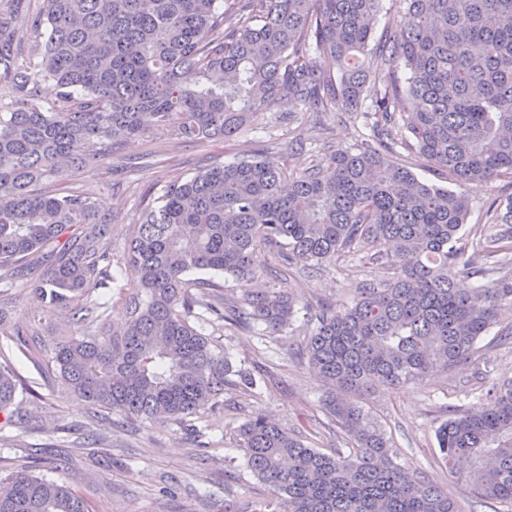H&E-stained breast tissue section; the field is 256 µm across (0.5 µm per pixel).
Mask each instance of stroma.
<instances>
[{
	"label": "stroma",
	"mask_w": 512,
	"mask_h": 512,
	"mask_svg": "<svg viewBox=\"0 0 512 512\" xmlns=\"http://www.w3.org/2000/svg\"><path fill=\"white\" fill-rule=\"evenodd\" d=\"M354 141L348 114L334 110L312 118L300 101L286 96L275 111L254 118L230 140L176 148L164 137H135L114 148L102 164L69 169L62 187L96 197L105 209L117 201L122 204L112 226V279L100 291L109 302L113 331L125 326L126 299L141 292L122 255L145 196H158L168 183L209 165L247 159L260 150L272 160H288L301 172L311 164L312 145L322 142L337 149ZM397 160L420 181L468 199L470 214L461 244L469 253L476 248V231L486 221L489 201L512 194L502 179L455 181L410 148ZM279 286L297 300L291 329L281 336L263 335L257 326L216 330L213 340L233 371L215 408L192 427L163 418L133 429L90 425L85 402L41 376L31 359L15 353L13 364L24 389L17 392L14 407L28 417L0 431V476L22 469L63 482L82 495L93 512H271L276 498L248 469L236 430L254 414L264 413L312 447L325 452L343 447V433L322 407L319 378L297 347L320 303L342 308L352 301L344 272L327 263L290 275ZM480 345L471 362L458 369L434 372L420 383L377 394L371 412L392 437L397 463L447 491L459 512H512L506 504L476 497L464 479L449 472L436 440L449 411L476 406L485 380L512 378V345H497L490 335ZM242 371L256 378V392L240 384Z\"/></svg>",
	"instance_id": "35a3bbf8"
}]
</instances>
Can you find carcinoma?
<instances>
[{
	"label": "carcinoma",
	"instance_id": "carcinoma-1",
	"mask_svg": "<svg viewBox=\"0 0 512 512\" xmlns=\"http://www.w3.org/2000/svg\"><path fill=\"white\" fill-rule=\"evenodd\" d=\"M382 0H43L34 16L0 0V282H22L42 311L82 329L55 343L45 369L93 412L182 423L224 393L229 365L204 327L255 321L276 336L295 300L288 273L348 261L384 274L352 280L344 309L310 315L300 353L324 387L323 409L348 451L312 448L256 415L236 430L248 467L278 498L277 512H459L431 481L393 459L363 400L471 360L476 343L512 310V274L466 288L478 255L458 246L468 201L419 181L395 160L414 145L461 181L512 176V0H403L405 19L368 51ZM337 69L325 77L311 53ZM409 71L408 84L395 78ZM52 81L55 105L38 86ZM307 111L338 108L360 123L357 143L296 175L261 153L175 180L132 225L123 258L146 298L127 300L111 332L95 296L112 278V221L120 208L56 189L66 170L101 162L118 142L149 133L180 145L226 141L283 94ZM406 102L410 112L398 110ZM96 143L94 153L86 145ZM480 252L512 264V199L492 200ZM222 274L242 291L191 279ZM0 333L33 359L37 326ZM17 374L0 354V411ZM441 460L479 466L467 479L487 501L512 504V380L436 430ZM0 512H90L70 487L25 473L0 480Z\"/></svg>",
	"mask_w": 512,
	"mask_h": 512
}]
</instances>
